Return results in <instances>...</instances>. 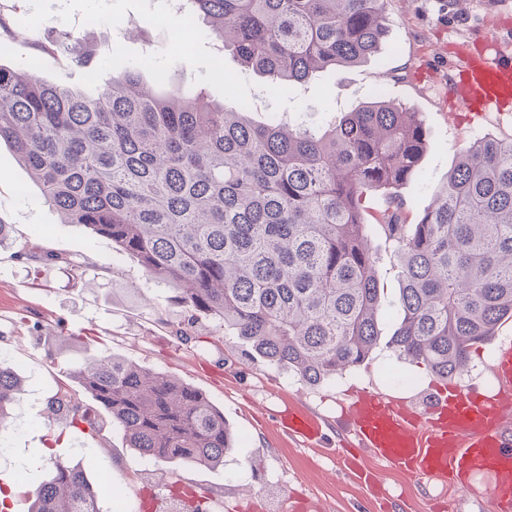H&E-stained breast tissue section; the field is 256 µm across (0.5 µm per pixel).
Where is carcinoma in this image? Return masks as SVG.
<instances>
[{
	"mask_svg": "<svg viewBox=\"0 0 512 512\" xmlns=\"http://www.w3.org/2000/svg\"><path fill=\"white\" fill-rule=\"evenodd\" d=\"M384 0H183L218 51L283 89L351 67L386 34ZM72 62L94 47L61 30ZM203 91L161 95L126 69L96 96L44 82L31 65H0V142L65 224H81L136 259L187 311L177 334L206 319L255 358L318 385L366 361L379 342L376 256L364 194L400 269L401 310L389 348L442 379L466 372L474 345L512 319V138L482 136L459 153L416 224L397 187L427 148L420 113L377 99L312 132L287 119L255 123ZM49 265L82 264L51 250ZM72 376L158 465L224 464L233 437L202 393L172 375L84 350ZM21 378L0 357V451ZM100 431L66 393L46 425ZM30 512H100L80 464L49 462Z\"/></svg>",
	"mask_w": 512,
	"mask_h": 512,
	"instance_id": "1",
	"label": "carcinoma"
}]
</instances>
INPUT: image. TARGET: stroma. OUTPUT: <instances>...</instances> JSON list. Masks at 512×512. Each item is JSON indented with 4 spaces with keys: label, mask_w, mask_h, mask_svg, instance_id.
Returning a JSON list of instances; mask_svg holds the SVG:
<instances>
[{
    "label": "stroma",
    "mask_w": 512,
    "mask_h": 512,
    "mask_svg": "<svg viewBox=\"0 0 512 512\" xmlns=\"http://www.w3.org/2000/svg\"><path fill=\"white\" fill-rule=\"evenodd\" d=\"M14 3L15 34L0 39V65L15 67L37 58L40 77L53 85L94 94L131 66L152 88H202L226 107L250 104L254 121L286 113L311 126L379 98L414 108L422 114L427 149L400 190L413 223L447 182L463 145L478 136L512 137V116L492 113L473 125L463 114L453 113L445 97L459 46H480L490 34L512 54V0H385L388 32L378 54L354 67L315 73L286 92L244 68L232 52L215 54L203 35L195 36L192 56L184 57L167 22L168 0ZM93 15L98 23L85 25V18ZM31 20L40 23L39 34L29 32ZM61 29L96 45L101 61L96 72L71 63L56 40ZM39 194L12 148L1 142L0 222L11 225L12 233L0 243V356L24 380L13 404L10 448L0 457V486L17 488L10 512H28L29 494L46 476L42 463L34 459L41 448L50 449L60 461L82 465L87 481L99 490L101 512H111L115 494L122 496L125 512H140L139 495L149 485L147 463L127 447L122 431L108 423L103 408L95 410L103 422L95 436L40 422L58 386H75L69 372L79 365L87 346L176 375L223 412L236 435L223 466L167 468L213 496L217 512H234L245 495L254 498L259 512H282L295 494L319 502L322 512H384L382 501L365 493L336 461V449L350 438L338 402L353 387L394 388L399 376L407 391L423 394L432 375L423 364L397 359L385 345L398 323L400 277L393 249L375 227L367 232L377 256L382 342L358 369L310 386L250 358L235 337L209 321H200L191 341L182 340L175 330L185 309L176 293L149 280L138 262L111 240L82 225L62 223L51 206L39 201ZM39 246L60 253L83 250L88 266L76 277L59 266L13 257L18 250ZM50 328L70 337V346L46 341ZM291 399L323 418L320 448L300 447L278 431L274 414ZM382 475L388 493L409 500L418 512H424L428 499L438 493L449 512H489L487 477H477L473 489L465 492L452 486L438 491L388 467Z\"/></svg>",
    "instance_id": "obj_1"
}]
</instances>
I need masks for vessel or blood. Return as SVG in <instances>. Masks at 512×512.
<instances>
[{"label":"vessel or blood","instance_id":"obj_1","mask_svg":"<svg viewBox=\"0 0 512 512\" xmlns=\"http://www.w3.org/2000/svg\"><path fill=\"white\" fill-rule=\"evenodd\" d=\"M454 109L484 116L512 108V56L496 42L462 52L455 63ZM496 383L488 394L457 382H436L429 402L363 388L343 404L357 445L339 451L342 469L374 494L382 481L365 461L373 456L409 477L467 491L476 474L490 477L492 512H512V340L498 345L490 366ZM283 433L313 447L323 436L315 412L289 407L279 416Z\"/></svg>","mask_w":512,"mask_h":512}]
</instances>
